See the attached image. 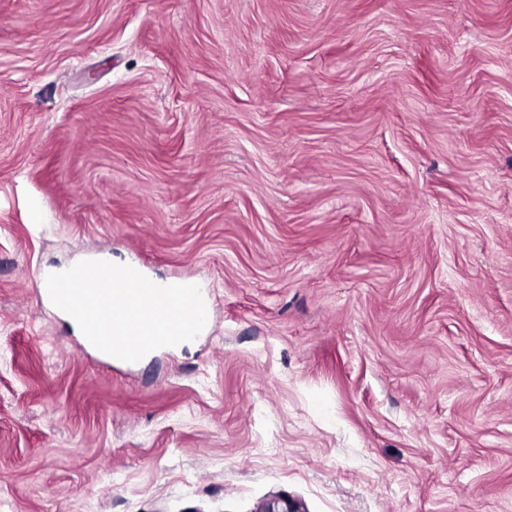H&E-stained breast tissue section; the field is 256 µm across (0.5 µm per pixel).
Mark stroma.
Masks as SVG:
<instances>
[{"instance_id":"1","label":"stroma","mask_w":512,"mask_h":512,"mask_svg":"<svg viewBox=\"0 0 512 512\" xmlns=\"http://www.w3.org/2000/svg\"><path fill=\"white\" fill-rule=\"evenodd\" d=\"M206 293L89 348L37 273ZM512 512V0H0V512Z\"/></svg>"}]
</instances>
